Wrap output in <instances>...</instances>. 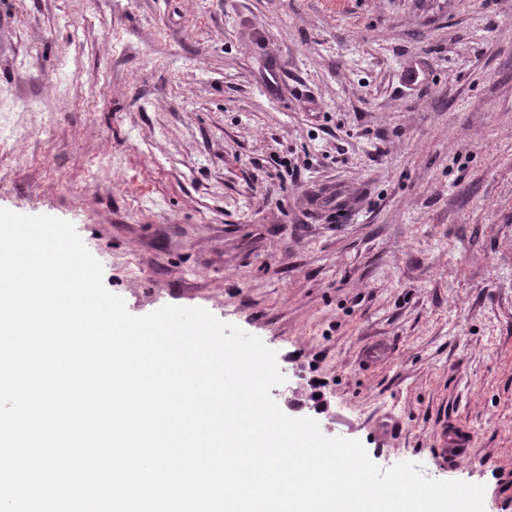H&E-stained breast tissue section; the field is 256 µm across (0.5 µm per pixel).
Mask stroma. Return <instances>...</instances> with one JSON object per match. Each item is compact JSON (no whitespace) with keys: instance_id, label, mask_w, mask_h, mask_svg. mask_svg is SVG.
Masks as SVG:
<instances>
[{"instance_id":"obj_1","label":"stroma","mask_w":512,"mask_h":512,"mask_svg":"<svg viewBox=\"0 0 512 512\" xmlns=\"http://www.w3.org/2000/svg\"><path fill=\"white\" fill-rule=\"evenodd\" d=\"M0 208L71 222L132 315L259 337L287 415L512 512V0H0Z\"/></svg>"}]
</instances>
